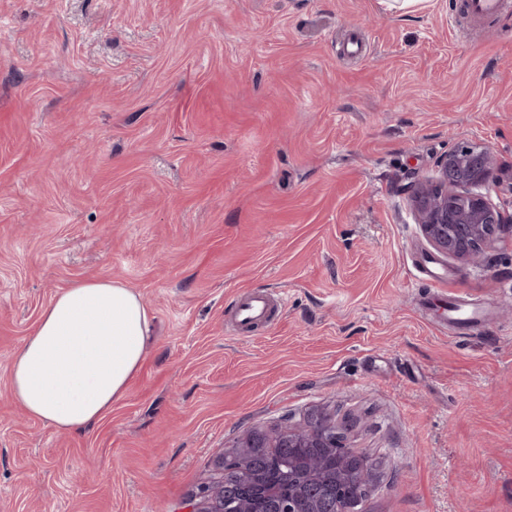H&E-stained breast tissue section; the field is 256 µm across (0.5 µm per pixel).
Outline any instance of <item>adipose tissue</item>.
Masks as SVG:
<instances>
[{
  "label": "adipose tissue",
  "mask_w": 512,
  "mask_h": 512,
  "mask_svg": "<svg viewBox=\"0 0 512 512\" xmlns=\"http://www.w3.org/2000/svg\"><path fill=\"white\" fill-rule=\"evenodd\" d=\"M152 315L123 284L85 280L43 310L10 365L14 400L30 415L67 432L108 413L141 369Z\"/></svg>",
  "instance_id": "1"
}]
</instances>
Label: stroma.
Here are the masks:
<instances>
[{"label":"stroma","mask_w":512,"mask_h":512,"mask_svg":"<svg viewBox=\"0 0 512 512\" xmlns=\"http://www.w3.org/2000/svg\"><path fill=\"white\" fill-rule=\"evenodd\" d=\"M461 140L512 167V12L0 0V512H184L217 452L315 411L379 462L366 512H512V228L463 264L407 205ZM89 279L154 336L66 433L9 367ZM253 290L287 304L242 331ZM455 301L488 326L445 332Z\"/></svg>","instance_id":"35a3bbf8"}]
</instances>
